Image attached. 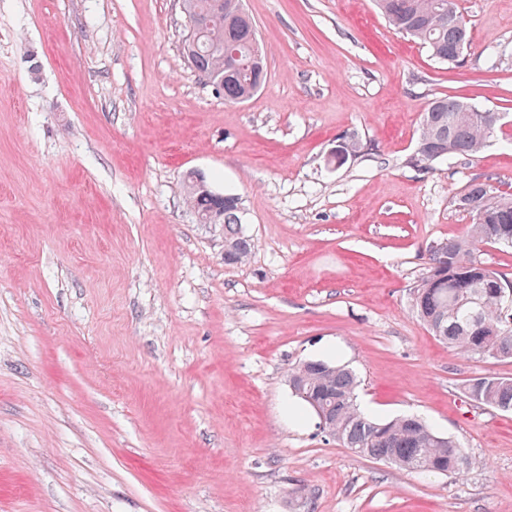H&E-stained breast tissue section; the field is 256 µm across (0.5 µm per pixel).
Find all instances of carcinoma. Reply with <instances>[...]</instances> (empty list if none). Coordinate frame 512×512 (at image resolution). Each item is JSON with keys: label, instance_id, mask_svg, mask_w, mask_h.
Returning <instances> with one entry per match:
<instances>
[{"label": "carcinoma", "instance_id": "1", "mask_svg": "<svg viewBox=\"0 0 512 512\" xmlns=\"http://www.w3.org/2000/svg\"><path fill=\"white\" fill-rule=\"evenodd\" d=\"M389 24L428 48L441 63L456 65V20L463 18L457 0H376ZM239 0H187L199 17L194 33L196 49L191 68L198 74L224 68V42L233 41L246 66L224 78L219 94L231 103L250 98L266 77V61L254 64L257 42L252 18L239 10ZM483 110L459 96L432 101L421 117V129L411 163L429 168L450 156L478 153L494 136L482 119ZM360 149L354 136L337 145L334 164L340 167ZM187 201L200 223L210 217L224 225V264L244 262L254 241L242 230L241 199H219L187 185ZM473 224L462 238L446 239L430 250L428 267L413 293V309L433 336L448 347L482 362L512 359V280L481 263L470 267L480 245L512 247V196L496 194L485 182L469 184L458 197ZM289 373L305 380L307 394L323 406L332 436L344 447L366 457H382L418 474H461L469 464L460 444L439 435L427 422L411 417L377 419L357 404V379L347 366L322 360L299 363ZM467 396L478 403L512 412V377L470 378Z\"/></svg>", "mask_w": 512, "mask_h": 512}]
</instances>
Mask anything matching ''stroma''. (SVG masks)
Listing matches in <instances>:
<instances>
[{
    "label": "stroma",
    "mask_w": 512,
    "mask_h": 512,
    "mask_svg": "<svg viewBox=\"0 0 512 512\" xmlns=\"http://www.w3.org/2000/svg\"><path fill=\"white\" fill-rule=\"evenodd\" d=\"M243 6L267 76L228 103L182 56L178 0H0V512H512V413L463 389L512 359L457 353L411 306L430 248L469 230L466 186L512 194V0H459L455 66L375 0ZM448 95L503 131L416 167ZM192 171L240 197L245 262L187 206ZM317 359L467 470L326 435L288 384Z\"/></svg>",
    "instance_id": "stroma-1"
}]
</instances>
